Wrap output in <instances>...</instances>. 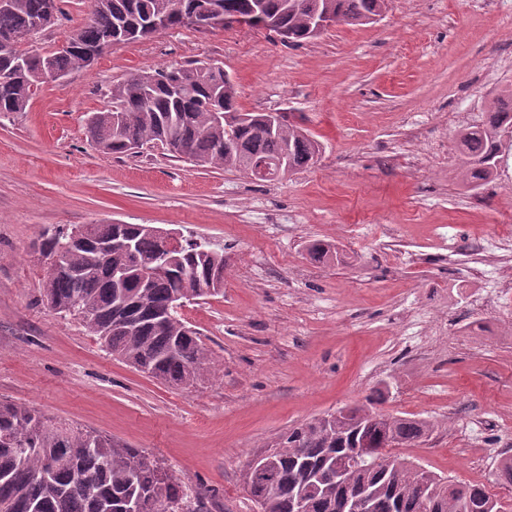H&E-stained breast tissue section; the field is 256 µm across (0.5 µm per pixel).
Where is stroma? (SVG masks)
Returning a JSON list of instances; mask_svg holds the SVG:
<instances>
[{"label":"stroma","mask_w":512,"mask_h":512,"mask_svg":"<svg viewBox=\"0 0 512 512\" xmlns=\"http://www.w3.org/2000/svg\"><path fill=\"white\" fill-rule=\"evenodd\" d=\"M512 0H391L377 24L289 45L262 29H180L109 48L0 115V402L145 451L204 512H257L247 463L289 428L362 405L417 415L430 439L401 456L438 475L498 482L512 455V290L482 252L512 214V161L492 191L459 183L448 113L478 121L512 83ZM222 62L249 112L316 136L305 170L255 182L158 148L113 157L86 122L114 82ZM148 224L224 247L221 294L185 304L213 368L176 388L108 353L41 296L46 228ZM315 240L340 262L315 265ZM495 296L497 312L476 307Z\"/></svg>","instance_id":"1"}]
</instances>
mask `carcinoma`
Returning a JSON list of instances; mask_svg holds the SVG:
<instances>
[{
	"instance_id": "carcinoma-1",
	"label": "carcinoma",
	"mask_w": 512,
	"mask_h": 512,
	"mask_svg": "<svg viewBox=\"0 0 512 512\" xmlns=\"http://www.w3.org/2000/svg\"><path fill=\"white\" fill-rule=\"evenodd\" d=\"M49 0H0V114L24 112L40 86L43 60L63 78L89 70L85 49L154 37L149 27L165 19L170 28H190L185 15L219 5L246 15L251 0H91L89 18L71 32L70 47L45 52L38 38L54 27L61 7ZM389 0H263L264 10L288 28L290 41L312 40L317 15L333 25L361 26L384 17ZM111 108L87 123L91 142L116 157L134 149L160 147L199 166L253 176L251 160L283 162L292 174L308 168L321 143L285 120L268 129V113L245 112L234 82L224 71H203L201 62L145 69L112 84ZM512 84L492 96L482 119L457 131L463 156L460 181L475 192L496 177L504 142L506 105ZM127 120L115 128L113 116ZM235 120L228 130L215 118ZM43 254L60 256L45 277L43 300L80 320L112 355L172 386H192L212 364L200 333L168 301L202 300L220 292L210 282L224 279V246L181 238L171 252L173 267L148 278L143 270L161 255L158 237L144 224H88L78 239L71 232H44ZM315 263L338 252L324 241L307 246ZM432 424L372 406L347 409L339 419H313L288 429L258 454L267 475L252 484L258 512H335L340 484L363 486L372 512H509L479 483L455 482L394 453L429 438ZM83 477L89 491L75 488ZM183 494L155 460L112 439L57 422L25 405L0 403V512H176Z\"/></svg>"
}]
</instances>
